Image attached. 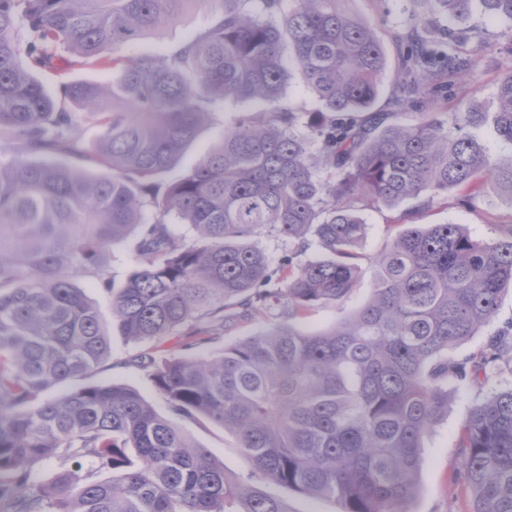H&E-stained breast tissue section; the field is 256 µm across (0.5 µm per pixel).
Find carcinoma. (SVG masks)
Masks as SVG:
<instances>
[{"label":"carcinoma","mask_w":512,"mask_h":512,"mask_svg":"<svg viewBox=\"0 0 512 512\" xmlns=\"http://www.w3.org/2000/svg\"><path fill=\"white\" fill-rule=\"evenodd\" d=\"M348 2L0 0V512H286L262 481L339 512H407L450 383L491 387L460 424L468 512H512V330L450 355L512 286V223L487 240L463 224H404L361 308L326 330L294 323L357 285L364 209L428 206L450 189L472 206L482 180L512 206V154L469 132L490 123L512 146V69L495 111H428L472 68L466 33H437L433 17L480 11L512 30V0H423L394 35L398 77L379 108L384 53ZM192 5L213 14L209 26L159 58L123 52ZM84 68L112 80L72 79ZM295 69L320 111L284 105ZM248 101L261 108L158 182L213 112ZM404 114L416 120L391 122ZM86 122L99 128L101 175L52 162L88 157ZM131 236L134 269L116 288L105 260ZM271 237L288 246L276 261ZM312 241L322 255L300 260ZM80 275L98 279L120 333L143 346L130 364L171 417L119 384L48 394L112 364ZM279 306L288 323L200 355L226 321ZM175 417L224 427L247 473L228 478ZM49 460L59 471L44 486L33 469Z\"/></svg>","instance_id":"1"}]
</instances>
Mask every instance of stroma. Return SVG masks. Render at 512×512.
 Returning <instances> with one entry per match:
<instances>
[{
    "instance_id": "1",
    "label": "stroma",
    "mask_w": 512,
    "mask_h": 512,
    "mask_svg": "<svg viewBox=\"0 0 512 512\" xmlns=\"http://www.w3.org/2000/svg\"><path fill=\"white\" fill-rule=\"evenodd\" d=\"M349 7L353 13L370 21L376 31L386 58L381 93L389 95L398 67L394 33L405 19L404 4L402 0H350ZM209 21L210 16L204 8H189L176 24L144 37L136 50L141 54L163 56L206 27ZM470 23L480 30L482 40L464 44V51L473 56V66L468 76L456 81L447 99L441 102L439 109L443 112H462L470 106L483 112L494 111L496 84L500 76L512 68V52L507 49L508 43L512 42V31L503 22L487 16H474ZM483 191V199L469 208L462 206L458 193L452 191L447 199L438 200L425 209L419 201L410 200L395 208L380 206L364 210L362 216L367 224V235L360 249L363 276L357 288L337 306L309 311L302 319L303 326L330 328L365 303L370 294L369 273L388 241L391 224L399 215L410 213V221L414 224H463L477 238L490 237L491 225L512 220V207L504 204L500 189L487 182ZM111 345V367L94 373L91 383L130 387L159 414H167L166 401L145 373L129 363L137 354L138 345L128 342L117 331L111 336ZM477 396V390L468 386L452 392L447 414L424 443L416 493L408 504L410 512H468V495L457 477L461 458L459 428L463 414ZM178 426L222 465L225 473L236 475L245 470L246 462L235 438L223 427L190 419L179 420Z\"/></svg>"
}]
</instances>
